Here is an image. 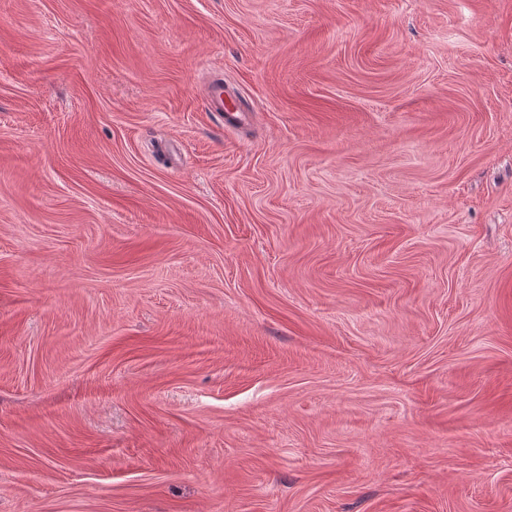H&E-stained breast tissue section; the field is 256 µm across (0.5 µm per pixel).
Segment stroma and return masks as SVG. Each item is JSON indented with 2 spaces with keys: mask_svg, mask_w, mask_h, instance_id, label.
I'll return each mask as SVG.
<instances>
[{
  "mask_svg": "<svg viewBox=\"0 0 512 512\" xmlns=\"http://www.w3.org/2000/svg\"><path fill=\"white\" fill-rule=\"evenodd\" d=\"M0 512H512V0H0ZM207 100V104L212 111L219 112L221 114L226 112L224 116L225 126L232 125V123L239 118L237 114H240L241 112L229 97L228 101L224 104V87L218 83H212L210 85L207 93Z\"/></svg>",
  "mask_w": 512,
  "mask_h": 512,
  "instance_id": "stroma-1",
  "label": "stroma"
}]
</instances>
